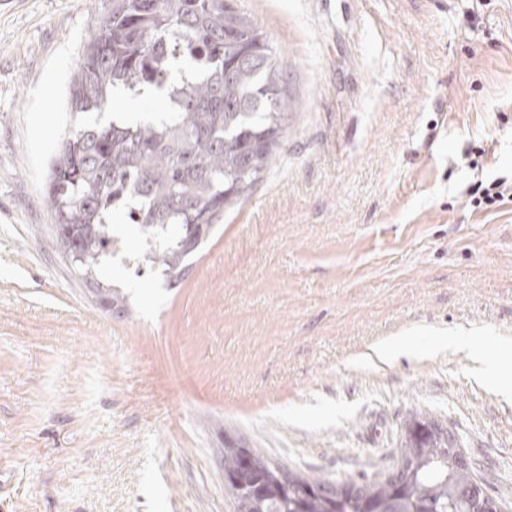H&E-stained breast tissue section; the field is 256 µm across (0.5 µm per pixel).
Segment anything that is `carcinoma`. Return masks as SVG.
<instances>
[{
	"label": "carcinoma",
	"instance_id": "cac0c4a2",
	"mask_svg": "<svg viewBox=\"0 0 512 512\" xmlns=\"http://www.w3.org/2000/svg\"><path fill=\"white\" fill-rule=\"evenodd\" d=\"M68 88L74 129L61 140L44 197L57 244L120 313L126 296L97 278L121 238L114 215L155 243L150 261L174 286L224 211L250 193L288 127L287 65L232 0H106ZM118 93L159 94L167 111L131 125ZM89 112L112 120L84 121ZM454 437L425 415L396 449L404 488L380 473L336 481L288 471L261 450L224 444L233 512H472L481 464L455 466Z\"/></svg>",
	"mask_w": 512,
	"mask_h": 512
}]
</instances>
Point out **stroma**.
Listing matches in <instances>:
<instances>
[{"label":"stroma","mask_w":512,"mask_h":512,"mask_svg":"<svg viewBox=\"0 0 512 512\" xmlns=\"http://www.w3.org/2000/svg\"><path fill=\"white\" fill-rule=\"evenodd\" d=\"M104 0H0V512H231L228 440L329 479L391 469L412 413L512 501V0H235L287 63L288 129L167 287L134 227L99 301L43 196ZM486 336L431 351L440 334ZM416 351L351 366L389 337ZM471 204L473 207L490 209L500 207L512 200V184L507 185L504 179H495L488 185L483 181H476L469 188Z\"/></svg>","instance_id":"stroma-1"}]
</instances>
